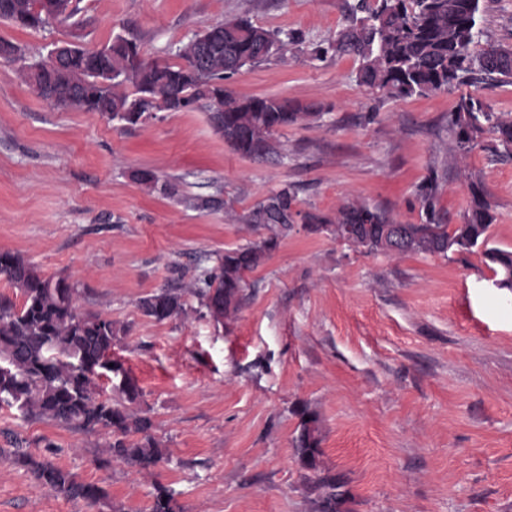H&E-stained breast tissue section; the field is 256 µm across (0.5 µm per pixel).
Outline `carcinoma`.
I'll return each mask as SVG.
<instances>
[{
    "label": "carcinoma",
    "mask_w": 512,
    "mask_h": 512,
    "mask_svg": "<svg viewBox=\"0 0 512 512\" xmlns=\"http://www.w3.org/2000/svg\"><path fill=\"white\" fill-rule=\"evenodd\" d=\"M30 0H0V19L9 21L26 13ZM365 16L340 31L329 47L316 49L322 58L333 51L352 53L359 60L357 80L371 90L391 97H412L449 91L476 80L512 79V45L481 40V0H377L370 6L360 0ZM207 37L219 35L211 48L193 37L178 51L180 63L146 61L123 45L102 46L59 68L36 62L41 72L22 69L26 83L37 96L53 105L85 112H102L109 119L136 125L157 112H185L201 108L216 133L238 154L265 159L276 153L275 134L320 115L313 106L293 104L278 97L240 99L216 84L245 67L288 49L281 32L270 31L248 19L237 18L210 26ZM130 85L133 93L123 91ZM454 149L471 152L488 132L512 155V116L492 110L483 99L460 96L448 114ZM149 191L176 195V187L150 170L134 173ZM442 181L431 175L420 187L425 219L420 224H393L386 211L363 203L339 208L333 217L316 211L302 213L314 232L332 237L346 228L358 231L354 243L369 252L385 254H442L481 250L494 274V284L512 289V251L491 245L490 227L495 217L488 193L479 180L468 182L470 205L463 224L448 223L437 209ZM296 202L293 186L284 184L246 211L240 220L258 234L246 245L227 249L216 264L203 270L189 288H162L141 298L143 316L156 322L187 314L185 294L217 324L234 314L244 298L246 274L261 266L288 235L287 222L265 216L275 203ZM0 275L16 290L15 297L0 295V406L15 407L27 419L52 421L71 429L112 434L110 457L140 471L163 459L152 433L149 416L132 410L142 397L137 381L112 359L114 341L127 327L99 314L79 312L81 292L65 278L44 275L21 254L0 251ZM107 380L119 398L105 394L99 381ZM299 423L293 447L307 482L318 493L316 512H340L349 491L342 474L319 466L322 435L315 411L306 405L293 410ZM17 463L30 469L50 490L90 506L104 503L101 487L84 483L76 475L44 458L34 460L23 448L14 451ZM149 512H183L176 492L159 486Z\"/></svg>",
    "instance_id": "1"
}]
</instances>
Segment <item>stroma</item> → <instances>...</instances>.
<instances>
[{"label":"stroma","mask_w":512,"mask_h":512,"mask_svg":"<svg viewBox=\"0 0 512 512\" xmlns=\"http://www.w3.org/2000/svg\"><path fill=\"white\" fill-rule=\"evenodd\" d=\"M358 0H80L78 24L30 32L0 20L29 60L54 42L94 50L122 36L149 61L177 62L198 31L236 17L297 33L282 55L227 80L239 98L321 107L279 132L259 162L233 152L202 110L126 128L38 98L0 61V251L18 252L81 291L83 312L125 325L112 356L143 390L138 404L167 455L150 472L106 462V432L80 433L0 407V512H147L156 486L184 512H314L292 439L293 410L320 421L321 467L343 473L340 512H512V289L480 253L389 256L293 228L248 274L240 309L215 324L189 299L155 322L140 298L187 286L217 254L254 240L240 215L283 184L302 211L358 202L400 224L421 221L419 185L444 181L441 206L463 223L468 177L490 193L491 241L512 250V159L491 135L454 155L448 115L460 96L512 115V84L394 98L358 84L352 55L314 48L350 25ZM147 169L176 197L134 180ZM215 196L222 207L188 199ZM56 445L47 453L45 441ZM24 444L83 482L89 506L44 487L12 455Z\"/></svg>","instance_id":"stroma-1"}]
</instances>
